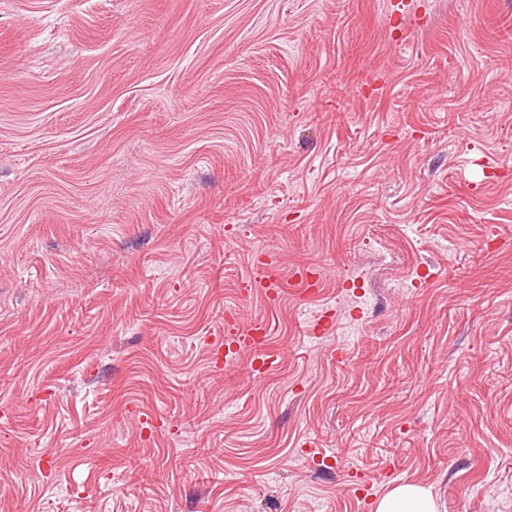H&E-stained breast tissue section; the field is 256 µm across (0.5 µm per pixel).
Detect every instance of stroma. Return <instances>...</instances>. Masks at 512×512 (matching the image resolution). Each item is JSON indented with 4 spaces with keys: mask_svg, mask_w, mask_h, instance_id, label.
Wrapping results in <instances>:
<instances>
[{
    "mask_svg": "<svg viewBox=\"0 0 512 512\" xmlns=\"http://www.w3.org/2000/svg\"><path fill=\"white\" fill-rule=\"evenodd\" d=\"M404 2L0 0V512H512V0ZM376 512H436L431 493L423 487L402 484L396 486L377 506Z\"/></svg>",
    "mask_w": 512,
    "mask_h": 512,
    "instance_id": "1",
    "label": "stroma"
}]
</instances>
